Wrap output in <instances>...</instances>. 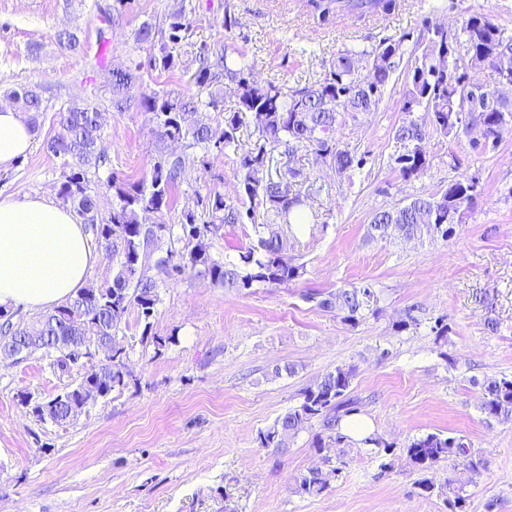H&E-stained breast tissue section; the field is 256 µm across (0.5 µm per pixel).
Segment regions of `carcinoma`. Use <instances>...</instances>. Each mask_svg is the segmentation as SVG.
<instances>
[{"label": "carcinoma", "instance_id": "1", "mask_svg": "<svg viewBox=\"0 0 512 512\" xmlns=\"http://www.w3.org/2000/svg\"><path fill=\"white\" fill-rule=\"evenodd\" d=\"M310 5L312 13L326 23L338 13L359 18L389 15L396 10L397 0H312ZM186 30V16L179 11L161 28L143 22L133 37L139 47L159 50V55L150 56L149 64L167 70L172 64L167 44L180 43L181 33ZM403 45L401 37L385 41L371 51L340 50L321 79L288 91L273 83L257 82L244 58L233 59L224 48L215 52L203 48L199 52L201 69L194 77L195 93L140 94L138 105L150 114L161 141H184L207 151L214 133L209 113L217 110L223 88L234 85L237 110L224 116L223 139L224 147L238 151L240 188L249 207L242 210L223 195L209 192L197 198L201 212L183 214L177 226L165 223L162 216L170 207L181 178V157L162 151L150 176L132 184L112 179L117 202L109 217L103 219L99 217L97 192L88 177V169L101 158V112L90 106L59 111L60 131L46 142V149L64 157V166L68 167L62 174L58 197L74 209L83 223L93 226L98 243L119 253L120 260L112 281L84 287L63 304L28 321H13L14 314L0 306V346L19 342L27 358L39 353L63 375L73 369L80 372L79 383L66 386L48 399L23 398L22 403L31 406L32 414L41 421L62 424L69 420L82 385L90 383L107 396L129 384L124 348H114L80 366L73 361L71 348L84 345L98 350L108 346L132 307L137 308L141 319L149 321L160 301L158 279H172L189 270L227 290L248 288L255 283L280 286L297 280L303 265L289 254L290 241L297 239L307 218L299 205L284 199L283 191L292 180L303 176V171L290 167L284 173L272 174L266 145H281L292 153L308 149L316 158L327 161L341 178L362 167L364 157L340 148L336 130L346 118L356 120L378 109L386 86L403 59ZM486 65L498 79H512V37L504 36L483 14L465 19L458 36L445 41L429 39L421 56L406 72L407 90L402 105L405 117L394 131V139L403 150L398 156L403 179L417 177L430 165L425 148L427 128L457 141L470 123L481 122L491 128L502 114H512V99L505 102L498 98L482 103L481 112L462 111L461 102L468 94V70ZM137 80L130 71L108 70L107 84L114 108L121 111L128 106ZM11 97L30 114L32 127H37L43 105L40 93L27 87L12 91ZM245 116L253 127L251 135L256 137L254 147L247 149L239 147L237 136ZM476 197L472 180H450L443 190L375 211L367 225L366 238L387 241L426 234L446 240L454 225L463 223ZM259 209L263 222L255 225V243L239 252L235 260L214 258L207 234H218L226 224L252 221ZM184 240L192 247L176 248ZM380 300V292L372 285L352 283L323 296L318 307L336 310L344 323L355 327L367 316L379 314ZM355 376L352 365L336 367L305 388L296 406L259 432L261 447L282 452L287 450L290 439L313 423L320 424L322 432L315 435L313 447L323 453L322 466L295 479V493L303 497L323 494L341 470L343 461L330 455V450L348 440L341 432L342 419L358 414L357 400L351 396ZM475 384L480 387V411L486 422L512 423V377H487ZM360 443L376 448L382 457L393 455V445L377 434ZM406 456L420 473L449 460L464 463L476 474L484 465L463 439L440 433L412 438L406 445Z\"/></svg>", "mask_w": 512, "mask_h": 512}]
</instances>
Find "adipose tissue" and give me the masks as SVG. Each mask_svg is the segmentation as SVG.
Returning <instances> with one entry per match:
<instances>
[{"label":"adipose tissue","mask_w":512,"mask_h":512,"mask_svg":"<svg viewBox=\"0 0 512 512\" xmlns=\"http://www.w3.org/2000/svg\"><path fill=\"white\" fill-rule=\"evenodd\" d=\"M34 133L20 112L0 108V170L26 156ZM98 259L79 216L52 200H0V305L44 309L84 287Z\"/></svg>","instance_id":"ef3b65f1"}]
</instances>
